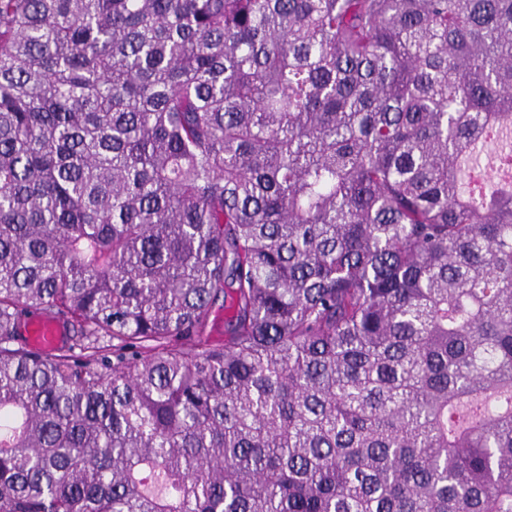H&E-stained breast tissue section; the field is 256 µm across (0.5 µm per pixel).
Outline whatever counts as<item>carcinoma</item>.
Here are the masks:
<instances>
[{"label": "carcinoma", "instance_id": "1", "mask_svg": "<svg viewBox=\"0 0 512 512\" xmlns=\"http://www.w3.org/2000/svg\"><path fill=\"white\" fill-rule=\"evenodd\" d=\"M496 161L512 0H0V512H512ZM64 335L62 324L47 317L31 320L25 331L29 344L46 352L54 351L61 344Z\"/></svg>", "mask_w": 512, "mask_h": 512}]
</instances>
